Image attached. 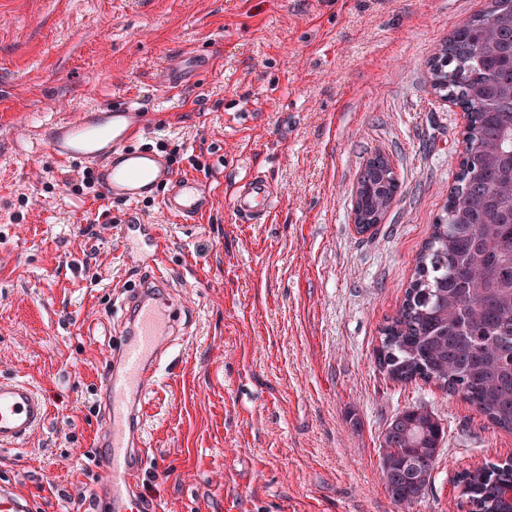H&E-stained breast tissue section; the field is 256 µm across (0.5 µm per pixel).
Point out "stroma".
I'll return each instance as SVG.
<instances>
[{
    "label": "stroma",
    "mask_w": 512,
    "mask_h": 512,
    "mask_svg": "<svg viewBox=\"0 0 512 512\" xmlns=\"http://www.w3.org/2000/svg\"><path fill=\"white\" fill-rule=\"evenodd\" d=\"M487 0H0V376L30 381L49 423L0 451V484L32 512L85 506L100 456L102 371L129 279L112 220L166 224L162 263L184 333L139 427L150 512H459L457 476L512 458V433L434 384L378 368L415 258L456 181L461 107L427 63ZM183 88L169 94L171 70ZM180 149L216 209L195 229L156 199L72 193L37 153L44 127L119 98ZM390 158L401 192L374 232L352 219L359 172ZM262 172L268 222L224 194ZM409 407L445 430L421 501L396 504L379 442ZM71 441H64V434Z\"/></svg>",
    "instance_id": "35a3bbf8"
}]
</instances>
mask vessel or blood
Listing matches in <instances>:
<instances>
[{
  "instance_id": "1",
  "label": "vessel or blood",
  "mask_w": 512,
  "mask_h": 512,
  "mask_svg": "<svg viewBox=\"0 0 512 512\" xmlns=\"http://www.w3.org/2000/svg\"><path fill=\"white\" fill-rule=\"evenodd\" d=\"M148 126V113L123 99L49 124L38 146L58 166L97 167L108 198L133 204L156 195L167 217L196 226L213 210L215 194L199 177L176 174L163 155L139 146ZM226 201L244 224L265 223L275 208L270 183L256 173L233 187ZM119 239L128 265L152 268L154 286L139 284L131 292L126 337L116 349L119 366L104 370L105 418L98 439L107 453L95 465L94 499L106 502L110 512H137L133 488L143 455L131 422L140 418L158 381L160 359L179 333L182 308L169 292L170 275L161 263L164 225L132 217L121 225ZM49 419V406L32 383L0 377L1 450L19 446Z\"/></svg>"
}]
</instances>
